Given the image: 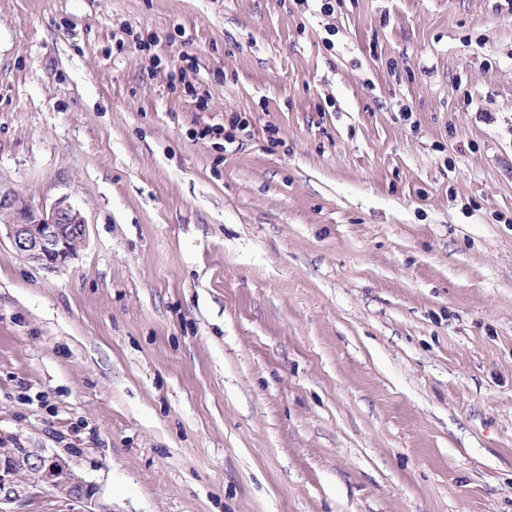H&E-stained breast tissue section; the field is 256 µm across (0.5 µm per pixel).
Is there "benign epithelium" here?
Wrapping results in <instances>:
<instances>
[{
  "label": "benign epithelium",
  "mask_w": 512,
  "mask_h": 512,
  "mask_svg": "<svg viewBox=\"0 0 512 512\" xmlns=\"http://www.w3.org/2000/svg\"><path fill=\"white\" fill-rule=\"evenodd\" d=\"M0 228L19 255L48 270L75 258L86 239L84 217L64 198L37 212L16 194H0ZM46 489L61 499L91 505L87 512H111L96 505L95 488L70 459L50 448H27L19 435L0 431V512H21Z\"/></svg>",
  "instance_id": "1"
}]
</instances>
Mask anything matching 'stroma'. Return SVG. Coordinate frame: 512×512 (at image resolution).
Returning a JSON list of instances; mask_svg holds the SVG:
<instances>
[{
  "mask_svg": "<svg viewBox=\"0 0 512 512\" xmlns=\"http://www.w3.org/2000/svg\"><path fill=\"white\" fill-rule=\"evenodd\" d=\"M0 0V429L111 512H512V0ZM246 121L233 143L210 127ZM2 228L19 255L54 270L74 259L86 239V221L66 199L36 212L16 194H0Z\"/></svg>",
  "mask_w": 512,
  "mask_h": 512,
  "instance_id": "stroma-1",
  "label": "stroma"
}]
</instances>
